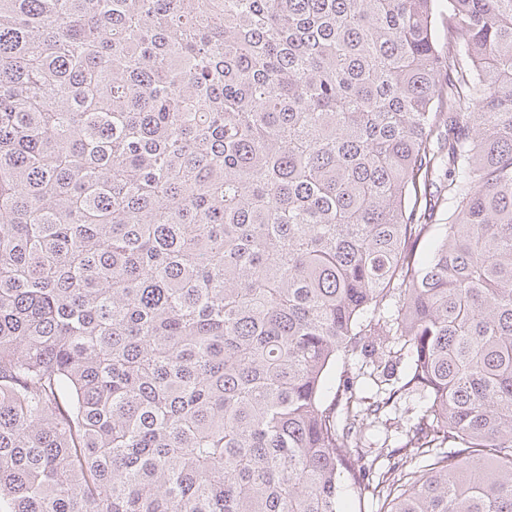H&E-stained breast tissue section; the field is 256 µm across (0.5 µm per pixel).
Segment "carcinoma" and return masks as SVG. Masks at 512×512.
<instances>
[{
  "label": "carcinoma",
  "instance_id": "1",
  "mask_svg": "<svg viewBox=\"0 0 512 512\" xmlns=\"http://www.w3.org/2000/svg\"><path fill=\"white\" fill-rule=\"evenodd\" d=\"M344 479L512 512V0H0V512ZM360 367L362 368L361 370ZM348 372L351 374H354V376L357 373L365 372V377L367 378V381L369 382V388L365 392V396H370L373 392L376 391L377 387L372 383L371 380L368 379V374L366 372H371V366L369 364L366 365V362H363L361 359L359 360H338L336 362V366H334L330 372L329 382L336 386L339 385V383L343 381V378H345L346 373ZM345 371V372H344ZM397 409H392L391 412H389V417L392 419L395 418V420L392 421H399V424L406 428L410 426V424L413 423V416L416 414V412L420 409V406L423 405V398H420L419 395H412L408 398H402L401 401L398 400Z\"/></svg>",
  "mask_w": 512,
  "mask_h": 512
}]
</instances>
